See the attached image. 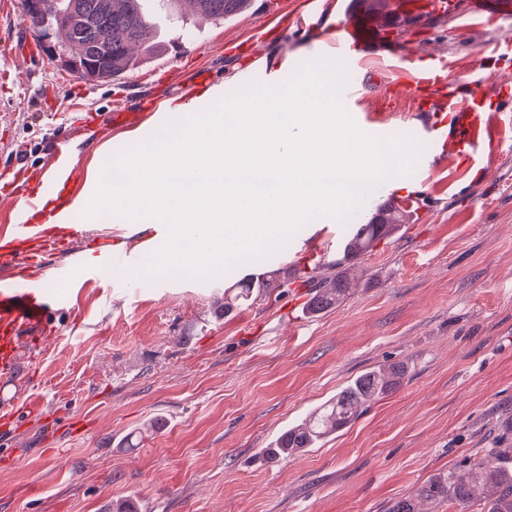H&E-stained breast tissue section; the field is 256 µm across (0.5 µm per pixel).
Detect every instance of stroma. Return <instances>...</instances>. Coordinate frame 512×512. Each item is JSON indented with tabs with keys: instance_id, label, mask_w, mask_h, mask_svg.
Returning a JSON list of instances; mask_svg holds the SVG:
<instances>
[{
	"instance_id": "stroma-1",
	"label": "stroma",
	"mask_w": 512,
	"mask_h": 512,
	"mask_svg": "<svg viewBox=\"0 0 512 512\" xmlns=\"http://www.w3.org/2000/svg\"><path fill=\"white\" fill-rule=\"evenodd\" d=\"M350 0H252L216 22L190 0L170 10L149 0L163 43L148 63L90 83L63 70L9 0L0 28V226L15 223L20 189L48 168L61 138L88 177L96 155L117 156L135 135L159 130L169 105H213L256 81L290 78L293 66L332 58ZM388 39L406 53L389 71L368 51L360 108L391 130L422 125L416 70L441 57L464 83L492 97L501 138L475 165L442 162L405 186L384 182L344 219L318 215L260 257L201 277L146 280L96 274L62 299L44 332L38 366L0 377V407L16 421L0 437V512H388L434 474L469 468L491 448H512V14L484 25L460 11L412 19ZM123 121H113L115 113ZM416 195L402 227L346 266L347 292L307 311L309 277L332 280L350 230L376 209ZM68 252L85 260L105 240L140 259L130 224L92 218ZM283 269L288 278L224 308L235 282ZM399 363L408 374L351 425L303 453L266 462L263 448L359 374ZM46 393L37 412L28 399ZM77 439L67 457L47 452L53 430Z\"/></svg>"
}]
</instances>
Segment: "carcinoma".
Instances as JSON below:
<instances>
[{"mask_svg":"<svg viewBox=\"0 0 512 512\" xmlns=\"http://www.w3.org/2000/svg\"><path fill=\"white\" fill-rule=\"evenodd\" d=\"M38 8L29 15L38 36L64 34L60 48L73 63L70 70L88 82H108L143 65L156 51L158 20L146 8V0H37ZM209 18L222 22L246 9L249 0H196ZM404 214L388 204L377 209L370 221L358 224L346 240L342 258L333 266V285L312 283L311 308L327 309L344 295V278L339 268L363 257L374 243L399 229ZM270 279L262 275L244 279L232 298H224L228 311L239 300H246L255 288H267ZM404 374V367L373 369L360 374L350 385L336 393L322 408L302 423L284 431L274 445L262 450L266 461L275 463L324 440L333 432L351 424L363 413L366 403L390 390ZM509 454L505 448H491L476 462L478 476L466 478L454 471L443 472L422 483L412 497L395 502L390 512H420L415 501L449 502L455 512H471L484 505L487 512H512V467L504 465Z\"/></svg>","mask_w":512,"mask_h":512,"instance_id":"obj_1","label":"carcinoma"}]
</instances>
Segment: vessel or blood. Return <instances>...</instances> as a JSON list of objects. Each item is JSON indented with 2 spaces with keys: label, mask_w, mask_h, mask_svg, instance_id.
Returning <instances> with one entry per match:
<instances>
[{
  "label": "vessel or blood",
  "mask_w": 512,
  "mask_h": 512,
  "mask_svg": "<svg viewBox=\"0 0 512 512\" xmlns=\"http://www.w3.org/2000/svg\"><path fill=\"white\" fill-rule=\"evenodd\" d=\"M384 12L371 14L349 12L344 34L337 39L334 50L342 63L343 85L340 101L349 107L359 102V77L364 60L362 50L371 40L385 31ZM454 80L449 77L439 59H432L422 69L416 81L421 111H438L448 115L445 125H424L420 157L426 166L451 155L464 161L475 159L484 139L481 133L483 114L488 101L480 92L457 95ZM84 193L78 176L65 156H57L48 167L38 189L21 198L19 219L10 228L0 231V267L25 264L42 265L44 256L40 245L55 249L63 240L77 232L71 219L77 212L76 204ZM45 223H38V216ZM126 254L105 249L96 254L92 264L72 268H55L45 272L41 281L21 283L0 274V377L17 376L22 353L37 355L43 340L53 305L59 297L47 290V282L64 284L106 267L128 265Z\"/></svg>",
  "instance_id": "1"
}]
</instances>
